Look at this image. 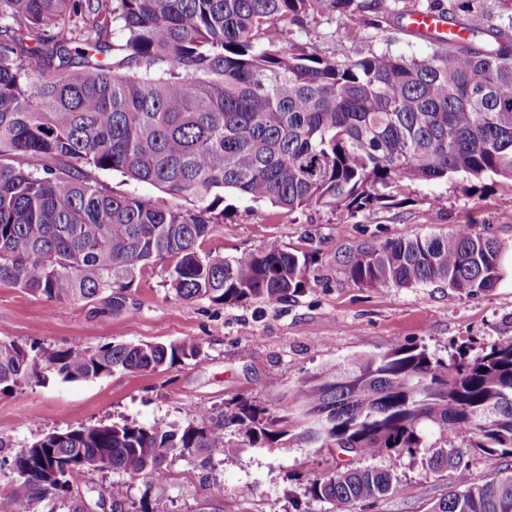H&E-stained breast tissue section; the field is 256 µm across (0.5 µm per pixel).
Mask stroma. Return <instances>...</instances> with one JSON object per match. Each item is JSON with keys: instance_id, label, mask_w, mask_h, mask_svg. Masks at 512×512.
<instances>
[{"instance_id": "35a3bbf8", "label": "stroma", "mask_w": 512, "mask_h": 512, "mask_svg": "<svg viewBox=\"0 0 512 512\" xmlns=\"http://www.w3.org/2000/svg\"><path fill=\"white\" fill-rule=\"evenodd\" d=\"M428 2L396 0L394 15L383 18L370 11L352 21L319 17L290 26L288 37L345 59L388 53L423 60L436 45L406 30L402 16ZM224 204V221L213 225L206 249L238 257L272 243L305 255L310 288L274 308L255 300L230 306L184 301L169 286L167 265L159 264L130 284L122 313L94 314L85 304H55L1 283L2 339L49 349L194 339L202 352L149 373L117 372L87 382L52 378L0 393V454H14L53 431L122 420L180 423L199 409L220 412L243 399L280 412L323 366L395 345L448 360L462 349L474 358L512 342V275L492 290L461 296L438 283L361 288L345 267L357 249L465 223L508 244L504 262L512 267V184L460 175L408 181L389 204L357 212L289 213L234 193ZM333 463L328 449L300 442L246 448L213 469L178 460L155 512H326L325 503L306 495L305 485ZM397 474L399 493L379 501L373 512H425L453 483L450 472H432L420 453L405 457ZM87 484V492L59 504L57 512L94 507L102 495L135 501L144 489L141 480L107 472L90 473ZM245 485L255 489L246 500L240 496Z\"/></svg>"}]
</instances>
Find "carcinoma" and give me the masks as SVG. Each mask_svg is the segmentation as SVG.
Segmentation results:
<instances>
[{
	"label": "carcinoma",
	"mask_w": 512,
	"mask_h": 512,
	"mask_svg": "<svg viewBox=\"0 0 512 512\" xmlns=\"http://www.w3.org/2000/svg\"><path fill=\"white\" fill-rule=\"evenodd\" d=\"M383 0H0V283L54 303L114 313L144 270L166 263L185 301L276 307L310 287L307 263L276 245L239 258L207 251L224 223V193L289 212L384 204L406 181L453 175L512 182V45L449 40L427 59L346 60L288 42L284 24L376 10ZM453 18L481 0L434 2ZM115 171L194 204L159 205L98 179ZM504 246L456 224L445 234L391 238L358 253L361 288L439 282L489 291ZM195 340L48 349L0 338V392L50 375L92 381L198 357ZM234 428L243 443L232 444ZM442 440L429 459L454 473L427 512H512V470L477 485L467 453L512 457V343L447 361L394 346L338 361L306 379L285 414L241 401L181 423L124 421L42 435L0 459L8 512H56L88 471L61 461L97 456L138 477L116 512H154L177 459L215 468L243 447L293 441L346 459L307 479L311 499L356 512L399 491L397 463ZM464 439V446L448 445ZM386 458L359 468L355 459Z\"/></svg>",
	"instance_id": "carcinoma-1"
}]
</instances>
